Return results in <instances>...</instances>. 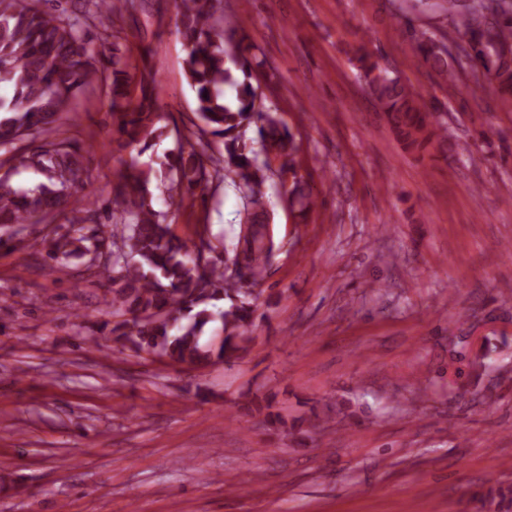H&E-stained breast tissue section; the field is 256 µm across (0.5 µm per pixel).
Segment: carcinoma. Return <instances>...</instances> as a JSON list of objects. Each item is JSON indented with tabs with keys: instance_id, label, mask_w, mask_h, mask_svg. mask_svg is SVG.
<instances>
[{
	"instance_id": "1",
	"label": "carcinoma",
	"mask_w": 512,
	"mask_h": 512,
	"mask_svg": "<svg viewBox=\"0 0 512 512\" xmlns=\"http://www.w3.org/2000/svg\"><path fill=\"white\" fill-rule=\"evenodd\" d=\"M53 1L54 11L41 4ZM85 5L77 14L62 0H0V226L22 229L43 220L68 203L88 176L82 166V146L60 132V114L71 111L78 91L93 81H107L109 112L115 124L116 149L142 155L163 135L155 112L157 81L142 77L139 94L123 90L129 66L114 33L96 44L88 35L94 19L122 6L120 0H74ZM209 0H173L179 32L186 47L185 76L202 126L198 144L174 155L158 156L141 164L131 159L114 187V229L108 255L100 251L104 230L87 210L75 215L77 225L51 243L49 256L59 266L71 256L85 258L86 269L108 284L104 302L112 315H132V321L112 323L110 333L137 356H163L165 363L206 367L218 360L239 357L248 350L245 328L255 313V287L265 278L275 252L273 213L267 208L265 171L281 159L280 170H294V135L269 109L256 105L251 83L252 46L236 37L235 22L225 16L212 19ZM441 9L454 34L472 49L473 71L492 72L500 99L512 102V0H442ZM447 34L423 32L417 37V55L445 81H452L463 64L439 41ZM360 76L403 148L428 150L447 141V126L422 98L399 77L356 52ZM255 126L265 158L247 147L245 133ZM212 136L224 145V167L208 170L203 139ZM33 170L44 180L17 188L14 175ZM229 179L241 191L246 221L239 224L230 262L216 260V246L202 237L194 249L175 238L154 209L152 184L164 187L169 198L186 189L204 190L215 178ZM289 201L300 215L315 200L296 177ZM220 323L219 333L201 343L204 329Z\"/></svg>"
}]
</instances>
